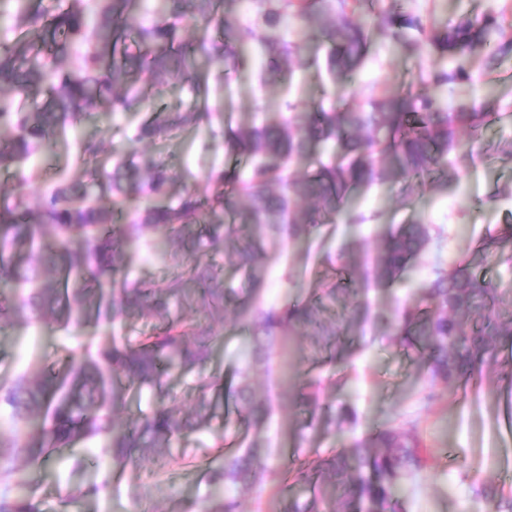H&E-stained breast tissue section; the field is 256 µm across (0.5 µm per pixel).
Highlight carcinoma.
I'll return each mask as SVG.
<instances>
[{
    "label": "carcinoma",
    "mask_w": 512,
    "mask_h": 512,
    "mask_svg": "<svg viewBox=\"0 0 512 512\" xmlns=\"http://www.w3.org/2000/svg\"><path fill=\"white\" fill-rule=\"evenodd\" d=\"M241 0H162L148 26L133 27L144 0H68L46 15L41 0H0V19L12 21L13 38L0 43V171L12 188L0 190V331L22 320L53 324L64 333L62 369H26L0 380V481L22 493L0 494V512H43L37 488L25 469L46 465L79 443L105 437L112 469L133 473L142 461L184 464L179 442L209 430L221 407L218 378L203 373L223 338L227 313L252 332L253 347L227 389L241 422L238 448L209 470L211 484L227 489L203 512H240L256 484L293 480L310 492L285 494L279 512H405L394 500L402 482L427 467L416 424L395 422L366 433L347 448L317 456L301 467L275 472L249 432L264 426L268 408L255 398L249 373L276 341L292 333L336 350L340 335L368 320L358 289L314 280L312 294L282 308L264 307L269 252L283 242L311 241L328 224H360L348 208L360 189L375 182L402 181L412 203L421 183L458 177L448 155L460 134L479 138L492 119L486 102L469 108L443 107L434 96L411 89L350 105L342 96L369 53L374 31L405 41L424 36L430 51L453 59L491 45L512 48L493 16L468 19L444 32L427 33L421 21L379 7V0H252L261 30L252 32L262 57L261 79L271 86L290 82L298 69L325 70L333 101L310 112L286 104L289 116L224 126V154L235 164L209 177L199 194L172 191L173 176L158 159L131 160L127 143L112 144V168L100 163L103 140L77 144L78 160L90 179L60 174L34 202L30 184L35 160L51 155L68 131L106 114L152 111L134 141L154 143L189 126L224 121L216 102L184 112L154 108L171 83L201 89L202 63L227 79L247 64L238 20ZM293 8V32L281 29ZM313 32L326 45L324 60L300 58L302 37ZM87 44L75 69L66 68L77 45ZM41 103H35L36 99ZM331 149L306 175L293 163ZM172 247V269L145 283L128 277L129 247L145 234ZM428 224L398 226L375 249L370 278L390 287L431 246ZM208 260H202V257ZM489 257L512 267V224L487 233L466 258L436 270L425 287L426 308L408 304L379 313V334L412 350L431 384L453 387L502 366L500 348L512 343V291L499 290L476 274ZM243 271L247 291L224 279V264ZM347 310L340 327L331 319ZM120 324V333L97 341L98 330ZM192 377L190 411L172 394L171 371ZM345 383V375L309 376L295 398L323 413L324 426L356 423L350 409L325 410L320 395ZM153 396L150 411L120 418L141 391ZM479 493L495 512H512V495L493 486Z\"/></svg>",
    "instance_id": "carcinoma-1"
}]
</instances>
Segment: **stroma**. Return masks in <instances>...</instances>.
<instances>
[{"mask_svg":"<svg viewBox=\"0 0 512 512\" xmlns=\"http://www.w3.org/2000/svg\"><path fill=\"white\" fill-rule=\"evenodd\" d=\"M394 5L421 19L430 32L444 31L467 18L492 15L512 34V0H395ZM242 49L250 63L229 84L216 83L209 71L202 78L210 98L223 101L224 116L231 124L249 122L258 107L271 118L284 112L289 102L311 108L328 89L325 73L313 69L296 72L287 87H260L257 44L247 36ZM451 69L463 71L464 79L435 82V74ZM409 84L454 107L490 101L505 118L487 123L478 141L465 142L457 158L456 183L427 189L410 205L405 204L399 184H373L353 200L366 223L323 230L316 247L303 242L281 245L282 258L271 266L262 292L265 306L280 307L306 298L318 277L347 287L355 275L347 266L346 254L360 257L373 252L380 239L399 224L431 225L438 239L401 281L388 288H368L360 295L369 312L393 311L421 298L423 286L437 268L469 256L488 231L512 223V196L500 194L503 187L512 185V161L495 152L499 143L512 140V52L493 55L482 49L450 60L428 52L421 41L398 43L377 35L345 98L352 104L363 103ZM163 157L176 188L199 193L208 188L209 173L229 163L222 135L213 134L204 124L186 128L166 141ZM327 252L334 256V263L324 262ZM16 336L30 339L28 350L13 345ZM249 336L248 330L225 324L223 354L208 366V374L222 377L225 384L235 383ZM60 342V331L50 326L37 329L18 322L6 328L0 334V379L13 377L34 361L56 363ZM337 351L348 357L344 372L349 381L343 388L326 392L325 401L350 407L357 420L354 427L334 434L295 403V389L305 374L330 371L323 363L324 353L309 339L292 337L287 352L273 351L254 369L256 394L270 409L260 434L270 467H297L313 452L350 445L375 428L404 419L417 424L433 454L430 468L399 490L407 512H489V504L476 493L479 485L512 492V380L506 372L491 369L468 384L448 388L429 385L418 359L389 337L353 333L341 337ZM236 424L233 412L214 420L211 432L189 440V447L196 450L191 466L160 479L155 476L157 464L148 461L140 465L137 476L113 475L98 437L82 447L84 466L57 458L45 472L32 473L31 478L38 486L44 512H199L203 502L218 493L208 480L218 452L235 448L229 439L223 449H214L212 437ZM91 483L104 484L98 497L62 505L68 491Z\"/></svg>","mask_w":512,"mask_h":512,"instance_id":"stroma-1","label":"stroma"}]
</instances>
